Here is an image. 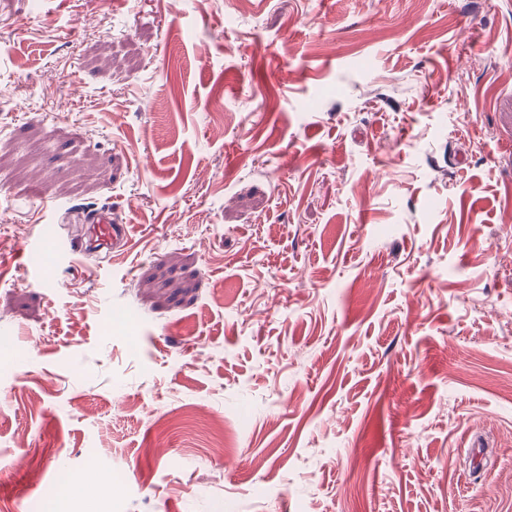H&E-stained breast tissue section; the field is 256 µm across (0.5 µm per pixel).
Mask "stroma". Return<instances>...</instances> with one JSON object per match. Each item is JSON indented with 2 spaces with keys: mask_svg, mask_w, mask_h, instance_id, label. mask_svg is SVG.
Wrapping results in <instances>:
<instances>
[{
  "mask_svg": "<svg viewBox=\"0 0 512 512\" xmlns=\"http://www.w3.org/2000/svg\"><path fill=\"white\" fill-rule=\"evenodd\" d=\"M0 512H512V0H0ZM112 213L104 210L89 209L84 212L83 216L89 227L86 234L91 236L90 243L87 248H103L112 245L128 243L130 226L127 224H112Z\"/></svg>",
  "mask_w": 512,
  "mask_h": 512,
  "instance_id": "35a3bbf8",
  "label": "stroma"
}]
</instances>
